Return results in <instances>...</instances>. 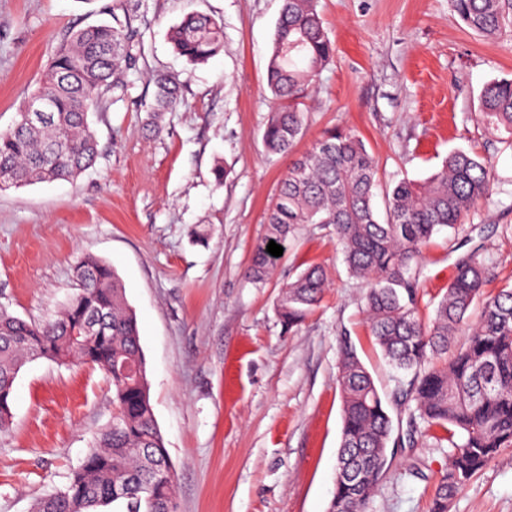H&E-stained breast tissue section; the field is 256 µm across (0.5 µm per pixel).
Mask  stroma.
<instances>
[{
  "label": "stroma",
  "mask_w": 512,
  "mask_h": 512,
  "mask_svg": "<svg viewBox=\"0 0 512 512\" xmlns=\"http://www.w3.org/2000/svg\"><path fill=\"white\" fill-rule=\"evenodd\" d=\"M281 0H0V130L17 118L71 31L131 23L137 62L125 100L92 117L100 155L76 180L0 190V310L51 318L77 290L76 262L108 264L136 314L154 415L177 473L179 512H327L342 408L339 341L348 338L383 395L393 371L369 333L361 283L332 227L300 225L264 284L247 275L265 215L293 155H270L266 73ZM332 62L304 101L293 154L328 129L354 130L384 183L424 181L449 153L491 157L488 200L423 251L432 311L457 256L480 249L485 294L512 282V149L480 120L487 84L512 79V29L467 28L453 0H319ZM190 12L222 22L224 48L204 64L177 54L169 29ZM181 101L145 127L153 75ZM224 182L216 184L215 165ZM309 265L328 288L320 308L286 329L283 287ZM112 421L103 373L78 362L26 363L0 434V512H34L65 486ZM446 450H393L370 512H430ZM449 512H512V448L459 491Z\"/></svg>",
  "instance_id": "stroma-1"
}]
</instances>
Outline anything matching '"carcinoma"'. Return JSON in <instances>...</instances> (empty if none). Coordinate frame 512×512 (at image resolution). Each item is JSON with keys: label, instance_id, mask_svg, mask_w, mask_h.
Wrapping results in <instances>:
<instances>
[{"label": "carcinoma", "instance_id": "carcinoma-1", "mask_svg": "<svg viewBox=\"0 0 512 512\" xmlns=\"http://www.w3.org/2000/svg\"><path fill=\"white\" fill-rule=\"evenodd\" d=\"M455 11L473 31L495 37L512 28V0H454ZM177 53L205 63L223 48L217 20L189 13L170 29ZM134 34L97 25L70 33L56 52L42 85L31 96L50 111L27 119L18 112L0 132V188L77 179L99 156L91 111L124 98L127 70L135 65ZM335 48L318 11V0H282L267 66L271 117L263 133L266 150L287 155L304 130L302 99L333 59ZM145 104L151 118L173 108L179 87L154 78ZM487 128L505 134L512 147V80L487 85L480 98ZM385 196L379 218L374 199ZM492 191V162L467 151L452 152L442 169L423 183L402 179L382 186L378 166L362 138L333 130L293 161L267 211L266 234L253 254L249 277L265 281L274 256L269 241L283 246L299 224H330L349 273L365 285V310L374 344L401 373L392 392L408 412L409 441L431 437L452 448L448 470L434 493L432 512H448L451 501L501 449L512 447V284L483 296L486 266L478 250L460 254L446 292L433 314L420 313L423 299L419 259L443 229L458 232ZM78 292L58 315L28 322L0 310V431L12 417L15 381L33 358L79 361L99 368L112 386V423L68 485L40 499L37 512H178L176 472L157 426L136 318L112 268L94 256L76 263ZM326 278L308 266L284 287L277 310L284 326L303 323L322 301ZM482 304L478 323L469 311ZM463 342L448 358V344ZM140 365L141 374L116 366ZM336 382L343 427L336 483L328 512H368L395 443L386 400L358 356L341 342Z\"/></svg>", "mask_w": 512, "mask_h": 512}]
</instances>
